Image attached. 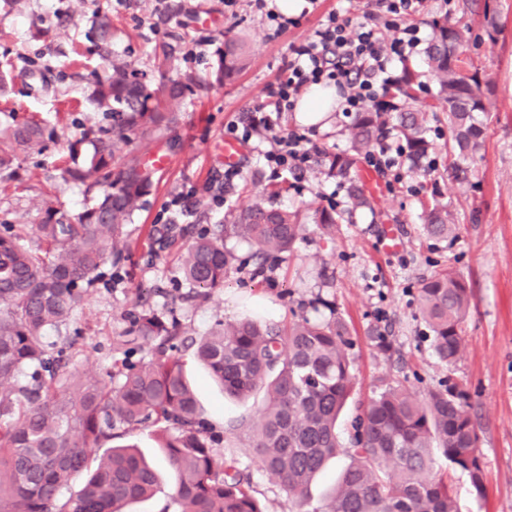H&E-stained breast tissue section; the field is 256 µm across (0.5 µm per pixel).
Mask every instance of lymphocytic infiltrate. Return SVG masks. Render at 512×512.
Here are the masks:
<instances>
[{
  "label": "lymphocytic infiltrate",
  "mask_w": 512,
  "mask_h": 512,
  "mask_svg": "<svg viewBox=\"0 0 512 512\" xmlns=\"http://www.w3.org/2000/svg\"><path fill=\"white\" fill-rule=\"evenodd\" d=\"M424 3L377 0V22L359 25L340 14L329 15L312 37L291 46V57L268 88L266 102L231 125L230 134L244 142L260 136L272 139V148L264 154L271 175L308 167L314 153L309 138L296 130L279 134L275 115L294 111L304 91L316 84L334 85L344 112L350 114L372 104L388 106V92L395 83L394 62L421 42L414 18ZM385 29L394 34L387 44L381 38Z\"/></svg>",
  "instance_id": "obj_1"
}]
</instances>
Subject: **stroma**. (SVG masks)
<instances>
[{"instance_id": "obj_1", "label": "stroma", "mask_w": 512, "mask_h": 512, "mask_svg": "<svg viewBox=\"0 0 512 512\" xmlns=\"http://www.w3.org/2000/svg\"><path fill=\"white\" fill-rule=\"evenodd\" d=\"M171 15L170 0H27L17 14L0 10V70L7 92L0 95V124L38 115L52 138L21 153L11 174L0 176V229L26 230L35 244V227L72 218L92 203L85 185L73 181L68 167L81 163L72 144L81 138L93 112L81 95L85 69L101 67L92 26L95 11L108 12L118 31L115 54L147 73L154 86L191 74L201 78L178 106L177 125L165 132L158 151L168 158L155 170L152 187L127 226L124 259L104 265L100 278L72 317L49 341H72L71 360L79 377L108 379L124 353L116 339L132 320L153 313L178 323L190 337L179 356L207 419L223 433L225 446L237 448L240 467L252 474L253 495L263 512H326L330 493L350 462L339 455L314 482L305 505H298L245 453L248 442L241 419H253L260 398L245 402L225 397L195 355L194 339L218 324L254 315L269 322L303 316L328 319L338 313L350 325L358 399L376 395L386 384L409 379L416 393L454 379L469 394V412L479 427L485 491L476 496L466 474L451 470L444 458L435 469L449 474L459 512H512V0H427L416 21L424 39L432 22L448 18L465 27L469 65L477 69L489 109L480 113L484 139L471 162L472 187L460 195L448 171V127L435 113L427 122L435 148L426 163L404 162V184L390 186L380 176L381 190L369 209L354 207L346 185L328 177L320 161L299 174L272 177L262 161L271 144L256 139L240 158V177L224 184L226 128L261 102L290 47L312 36L329 14L342 13L352 23L369 21L374 0H317L297 24L276 29L268 17L275 0L257 7L255 0H180ZM498 31L488 35L486 16ZM242 37L251 62L234 82L210 85L211 73L225 40ZM329 125H303L297 113H283L282 130H304L319 147L349 149L350 117L342 110ZM337 193L332 207L338 220L332 235L315 222L316 210L328 207L326 194ZM190 195L193 205L181 214L175 201ZM449 204L457 213L454 237H430L421 220L432 201ZM302 212L304 230L290 253L269 259L266 272L254 275L253 249L230 236L224 245L235 260L223 287L194 290L184 281L177 248L188 242L182 227L220 224L224 216L255 202ZM397 226L401 248L381 245L385 225ZM453 268L471 289V305L463 325V347L453 366L434 355L430 331L420 313L421 283L440 268ZM326 308L313 310L315 300ZM386 337L381 348L368 330ZM133 440L160 471L158 491L132 504L130 512H162L175 487L159 435L139 429Z\"/></svg>"}]
</instances>
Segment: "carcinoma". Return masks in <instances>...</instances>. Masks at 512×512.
<instances>
[{
  "label": "carcinoma",
  "instance_id": "cac0c4a2",
  "mask_svg": "<svg viewBox=\"0 0 512 512\" xmlns=\"http://www.w3.org/2000/svg\"><path fill=\"white\" fill-rule=\"evenodd\" d=\"M96 34L106 74L93 76L84 96L112 123L98 127L83 168L73 176L92 180L100 193L76 221L36 225L34 246L18 234L0 235V512H127L126 506L155 494L158 474L133 446L102 454L99 448L148 426L161 436L176 474L177 512H262L251 473L235 466L237 449L214 448L212 428L180 358L173 355L176 326L150 314L139 316L122 344L131 352L156 343L158 356L115 363L107 382L82 381L67 346L45 341L47 330L71 320L99 270L120 263L127 223L151 185L145 163L131 161L112 173L119 144L171 128L176 105L196 82L187 75L153 87L131 62L112 55L107 13L98 15ZM464 46L463 29L438 20L425 49L453 143L449 168L460 185L468 182L469 154L483 138L475 113L488 111L478 72L462 58ZM246 59L244 41L224 42L215 81L232 82ZM418 86V74L405 67L395 94L411 99ZM46 131L36 116L0 127V173L12 168L18 152L39 144ZM391 134L405 142L414 164L432 148L424 111L374 106L354 114L349 151L323 154L326 175L349 183L357 207L371 206L358 179V159ZM425 221L434 238L455 235L457 216L446 205L429 209ZM302 230L299 212L257 203L225 225L194 233L178 256L182 277L195 288L223 285L232 269L224 250L228 234L246 239L265 261L290 252ZM469 297L466 281L451 268L434 271L419 289L433 351L449 366L461 353ZM192 345L225 395L245 400L264 393L246 451L298 504L307 501L310 483L344 451L352 462L334 489L332 512H458L448 477L433 473L436 451L467 473L475 493L482 494L483 471L473 456L478 427L468 411V393L455 382L441 383L422 398L401 383L387 385L358 403L351 448H344L337 423L356 382L353 336L340 316L324 322L303 317L289 325L244 318L219 325ZM26 368L34 369L32 382L19 385L17 376ZM82 474L86 479L79 490L64 495Z\"/></svg>",
  "mask_w": 512,
  "mask_h": 512
}]
</instances>
